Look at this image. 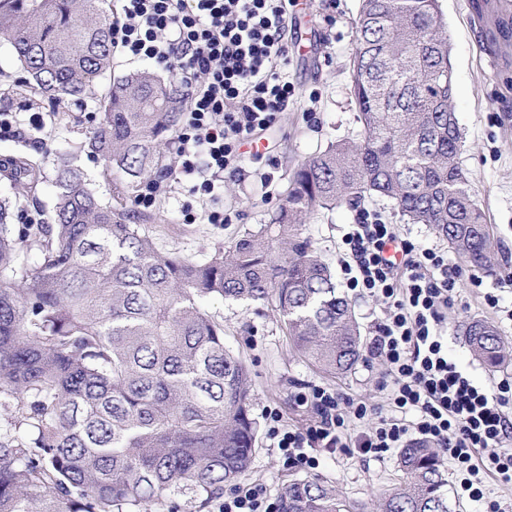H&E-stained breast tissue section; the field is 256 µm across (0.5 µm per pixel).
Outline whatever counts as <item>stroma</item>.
I'll return each mask as SVG.
<instances>
[{"label": "stroma", "instance_id": "1", "mask_svg": "<svg viewBox=\"0 0 512 512\" xmlns=\"http://www.w3.org/2000/svg\"><path fill=\"white\" fill-rule=\"evenodd\" d=\"M302 15L313 29L316 46L302 58L291 53L288 72L295 85V101L281 113L266 142L277 167L273 171L274 194L265 197L253 179L228 178L224 194L212 200L215 208L232 216L228 224H187L182 206L193 199L190 182L171 189L148 210L135 209L142 228L158 247L200 260L215 249L230 246L247 230L269 223L282 204L288 180L298 163L323 151L329 144L357 138L358 110L351 95L348 64L353 52L359 0H305ZM454 68L453 107L463 131L458 161L477 194L485 221L490 224L495 246V270L483 273L481 286L463 283L455 305L448 311V351L471 379L492 386L497 372L487 370L471 354L456 325L466 319L497 323L500 334L512 343V323L498 322L483 300L485 293L499 289L500 270L512 267V9L497 11L494 0H440ZM141 60L115 57L110 74L96 78L82 106L48 117L49 106L38 94L25 90L20 64L7 47H0V91L9 90L21 123H28L27 102L38 103L47 119L42 131H26L22 137L0 136V162L15 157L37 162L40 183L35 195L21 198L13 208V224L23 213L50 216L53 180L59 167L78 166L91 181L103 202L112 200V184L101 176L102 165L88 157L82 145L100 112V100L113 79L144 69ZM356 209L344 207L310 216L308 225L315 245L329 267H336V252L344 225L354 223ZM208 310L224 323V342L250 370L253 383V415L259 423L255 455L245 484L261 486L269 499H276L281 483L301 477L271 448L269 411H276L282 424L307 419L292 395L307 383L329 384L355 397L381 401L377 382L384 373L380 362L359 361L342 376L325 374L303 361L294 351L284 325L267 304L234 303L212 299ZM398 454L384 461H365L342 453L322 454L315 477L328 482L351 507L372 512L379 495L398 483Z\"/></svg>", "mask_w": 512, "mask_h": 512}]
</instances>
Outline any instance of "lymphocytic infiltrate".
Returning <instances> with one entry per match:
<instances>
[{
	"label": "lymphocytic infiltrate",
	"mask_w": 512,
	"mask_h": 512,
	"mask_svg": "<svg viewBox=\"0 0 512 512\" xmlns=\"http://www.w3.org/2000/svg\"><path fill=\"white\" fill-rule=\"evenodd\" d=\"M297 0H119L112 12V46L120 56L172 71L187 89L188 106L174 144L176 164L164 179L142 182L135 202L154 207L166 185L191 181L200 198L224 191L228 177L251 175L273 184L275 158L244 167L243 146L259 143L295 95L288 79V19ZM343 283L380 302L384 316L366 349L385 363L379 382L385 405L305 385L297 407L312 418L280 425L272 414V445L293 468L309 471L321 453L356 451L382 461L396 448L424 442L453 466L458 497L486 502L493 479L512 487V376L477 385L448 353V309L464 275L437 246L398 224L360 212L342 230L337 258Z\"/></svg>",
	"instance_id": "obj_1"
}]
</instances>
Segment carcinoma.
I'll return each mask as SVG.
<instances>
[{
	"label": "carcinoma",
	"mask_w": 512,
	"mask_h": 512,
	"mask_svg": "<svg viewBox=\"0 0 512 512\" xmlns=\"http://www.w3.org/2000/svg\"><path fill=\"white\" fill-rule=\"evenodd\" d=\"M2 43L24 86L54 109L74 105L112 69V11L105 0H0ZM350 78L359 138L297 166L275 231H248L203 260L159 249L130 223L129 190L155 174L186 98L150 71L109 86L83 144L112 180V203L64 166L51 223L16 238L13 200L0 197V409L20 403L26 425H0V512H152L187 494L224 498L251 465L258 424L249 370L206 304H275L294 349L330 375L362 357L352 305L307 231L311 214L386 197L465 266L492 269L489 227L457 163L463 133L439 0H361ZM35 169H11L24 195L37 190ZM459 328L488 370L505 364L508 342L493 325ZM398 467L379 512H450L437 449L411 445ZM278 512L349 510L323 482L296 478L281 486Z\"/></svg>",
	"instance_id": "obj_1"
}]
</instances>
